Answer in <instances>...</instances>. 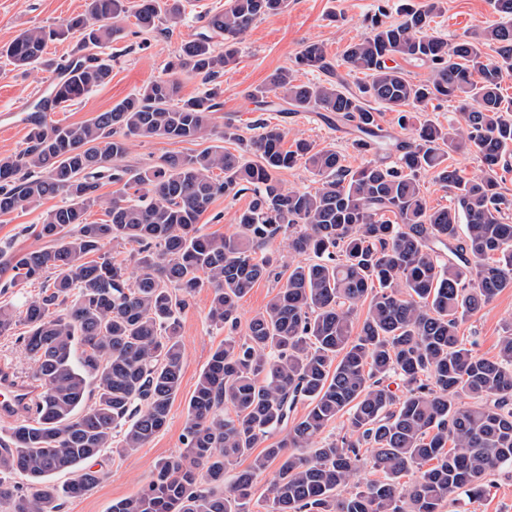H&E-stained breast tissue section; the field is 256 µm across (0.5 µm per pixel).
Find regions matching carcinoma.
<instances>
[{
    "label": "carcinoma",
    "mask_w": 512,
    "mask_h": 512,
    "mask_svg": "<svg viewBox=\"0 0 512 512\" xmlns=\"http://www.w3.org/2000/svg\"><path fill=\"white\" fill-rule=\"evenodd\" d=\"M493 4L501 21L455 42L427 32L443 0L395 23L381 9L343 52L346 67L366 77L357 90L299 82L288 70L260 90L287 112H327L353 125L354 148L367 157L354 170L336 150L306 139L284 148L276 127L246 141L237 128L213 124L218 79L231 70L238 40L285 0H227L205 32L181 43L162 76L81 123L61 125L51 113L112 79L105 50L120 31L125 0H88V14L26 30L0 48L15 67L52 74L26 147L0 156V216L64 199L34 227L47 247L0 249L9 285L39 282L47 291L26 300L18 316L0 307V335L25 326V350L43 387L35 419L16 424L0 447V503L11 512H58L60 500L97 486L101 471L91 461L112 447L114 429L127 424L121 447L133 453L166 427L183 371L176 313L199 288L211 289L208 319L229 334L189 399L185 453L160 461L148 486L110 512H245L275 462L272 512H442L448 501L483 497L487 478L512 466V326L491 358L459 336L468 316L512 288V197L498 175L512 171V101L501 91L512 74V0ZM134 18L138 31L154 32L162 19L180 24L182 6L140 0ZM73 36L77 51L45 56L48 42ZM398 58L428 77L412 80ZM295 65L327 70L324 46L303 44ZM183 73L206 89L181 97ZM452 100L464 104L463 121L429 118L434 102ZM378 105L399 113L413 136L387 140ZM156 137L211 145L140 168L118 164L132 140ZM224 140L245 150L231 153ZM465 151L481 159L484 176L467 178L446 164L450 153ZM298 164L317 186L283 184L281 172ZM427 176L453 192L448 206H427ZM103 178L121 188L102 197ZM247 191L239 233L196 227L216 196ZM93 206L104 208V223L87 221ZM281 233L289 249L315 259L288 267L285 283L237 338L240 302L273 275L271 258H256L253 247ZM112 242L138 245L133 270L107 249ZM364 304L357 325L353 314ZM392 376L404 381L400 396L386 384ZM299 402L308 411L290 423ZM341 414L355 439L322 437ZM281 428L283 439L224 484L229 467ZM368 467L382 478L357 480ZM411 470L404 489L400 478ZM60 473L72 478L59 486L52 477ZM13 476L27 480L26 492Z\"/></svg>",
    "instance_id": "obj_1"
}]
</instances>
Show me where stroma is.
<instances>
[{
    "mask_svg": "<svg viewBox=\"0 0 512 512\" xmlns=\"http://www.w3.org/2000/svg\"><path fill=\"white\" fill-rule=\"evenodd\" d=\"M225 0H181L183 20L170 31L134 34V19L126 17L124 32L112 42V79L92 89L65 111L57 113L62 123H79L95 113L137 92L143 85L161 76L166 63L181 42L203 32L207 15L222 11ZM379 0H288L283 12L255 22L239 45L233 68L221 77L222 106L214 115L218 127L238 128L243 137H251L252 126L263 122L284 129L288 139L303 138L317 147L339 152L350 167H358L362 158L352 147L356 136L353 126L327 119L322 112H277L264 98L254 97L255 89L265 87L277 70L293 67L294 58L307 42L323 44L330 73L299 72L302 81L332 79L355 89L363 76L348 71L341 61L346 45L368 32L367 18ZM86 0H0V46L11 42L22 31L34 27H55L70 17L84 13ZM491 0H444V11L434 18L433 32L453 42L498 21ZM46 72L21 71L0 60V155L19 152L30 123V106L35 93L47 87ZM202 142H176L164 138L134 140L124 165L137 168L168 153L191 154L201 150ZM250 194L217 197L201 215V232L230 235L236 232V212L244 210ZM61 198L44 200L38 208L18 210L0 217V247L37 250L45 243L35 237L32 227L43 215L61 205ZM273 259L274 278L260 281L242 300L237 336H244L250 318L261 311L278 290L288 267L296 263L285 240L273 241L266 248ZM210 289H200L189 299L179 315L184 344L180 392L173 401L166 428L144 448L127 454L120 446L107 449L99 460L103 475L100 483L79 498L63 499L59 512H110L113 502L136 494L152 479L157 463L184 450L186 407L211 353L223 343L226 329L212 325L207 313ZM512 324V288L503 289L494 300L460 327V334L472 342L475 352L493 357L506 325ZM466 512H512V467L491 476L485 495L466 506Z\"/></svg>",
    "mask_w": 512,
    "mask_h": 512,
    "instance_id": "stroma-1",
    "label": "stroma"
}]
</instances>
